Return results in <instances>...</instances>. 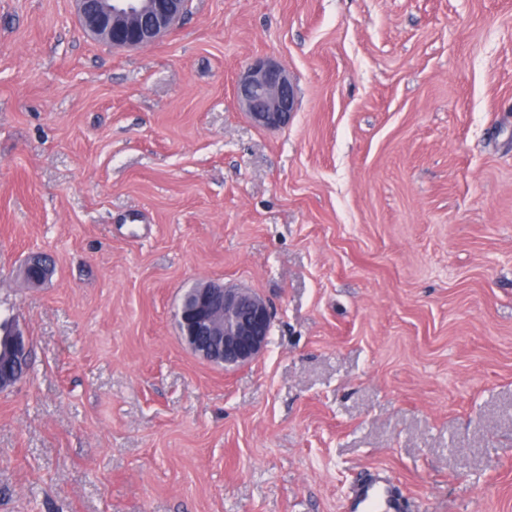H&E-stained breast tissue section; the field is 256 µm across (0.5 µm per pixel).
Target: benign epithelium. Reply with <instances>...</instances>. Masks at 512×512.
<instances>
[{"mask_svg":"<svg viewBox=\"0 0 512 512\" xmlns=\"http://www.w3.org/2000/svg\"><path fill=\"white\" fill-rule=\"evenodd\" d=\"M83 29L114 47H146L157 43L181 20L186 0H75ZM237 100L256 126L277 129L288 123L295 94L286 69L273 60L249 63L235 88ZM52 274L43 263L24 267L27 283L37 287ZM274 311L262 297L246 288L204 282L191 288L177 311L180 337L200 358L224 367L248 365L267 349ZM13 370L9 384L20 382L28 370L32 342L8 323L0 329Z\"/></svg>","mask_w":512,"mask_h":512,"instance_id":"benign-epithelium-1","label":"benign epithelium"}]
</instances>
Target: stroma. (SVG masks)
I'll return each instance as SVG.
<instances>
[{"label": "stroma", "instance_id": "obj_1", "mask_svg": "<svg viewBox=\"0 0 512 512\" xmlns=\"http://www.w3.org/2000/svg\"><path fill=\"white\" fill-rule=\"evenodd\" d=\"M205 281L273 304L251 365L181 342ZM0 316V512H342L375 470L512 512V0H188L136 49L0 0ZM237 100L256 126L277 129L288 123L295 94L286 69L273 60L249 63L235 88ZM0 335V345L3 338L9 350V357L14 363L13 371H7V380L12 386L20 382L26 375L32 342L29 336L9 321L4 328L0 329Z\"/></svg>", "mask_w": 512, "mask_h": 512}]
</instances>
